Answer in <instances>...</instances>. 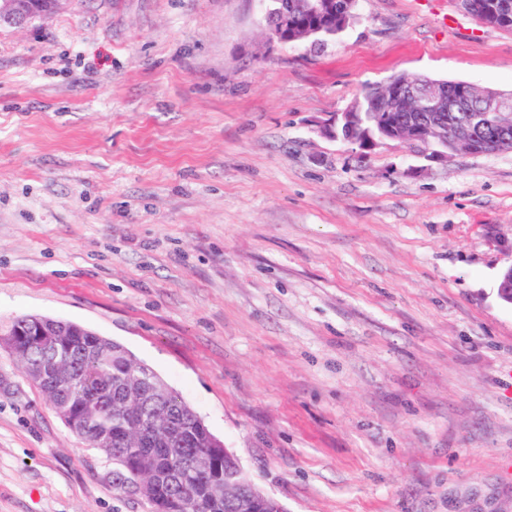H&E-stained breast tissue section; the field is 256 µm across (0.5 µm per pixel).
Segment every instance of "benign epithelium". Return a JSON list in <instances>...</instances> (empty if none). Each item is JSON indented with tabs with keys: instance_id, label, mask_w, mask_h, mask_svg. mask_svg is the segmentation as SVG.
I'll list each match as a JSON object with an SVG mask.
<instances>
[{
	"instance_id": "benign-epithelium-1",
	"label": "benign epithelium",
	"mask_w": 512,
	"mask_h": 512,
	"mask_svg": "<svg viewBox=\"0 0 512 512\" xmlns=\"http://www.w3.org/2000/svg\"><path fill=\"white\" fill-rule=\"evenodd\" d=\"M302 9L314 18L334 13L330 0H304ZM492 13L501 24L512 23V0H494ZM47 9L33 0H0V27L24 28L44 18ZM270 45L294 43L305 40L313 29L306 25L293 23V14L288 3L274 14L264 15ZM469 93L479 99L474 103L468 99L455 100L441 83L419 85L409 77L391 76L384 81L379 99L382 110L386 112H443L467 111L474 113L469 124L448 129V125L431 121L424 126L412 123L397 129L385 127L372 135L363 126L362 113L340 112L331 120L320 125V132L327 138L341 139L355 145L363 153L372 152L390 141H399L424 153L431 162H445L455 154H473L476 152L474 129L477 126L496 124L504 130L512 128V96L490 92L469 85ZM498 292L507 303L512 304V264L501 274ZM277 500L265 497L258 500L249 493H237V507L241 512H256L264 507L266 512H277Z\"/></svg>"
}]
</instances>
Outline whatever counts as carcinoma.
Returning <instances> with one entry per match:
<instances>
[{
    "label": "carcinoma",
    "instance_id": "1",
    "mask_svg": "<svg viewBox=\"0 0 512 512\" xmlns=\"http://www.w3.org/2000/svg\"><path fill=\"white\" fill-rule=\"evenodd\" d=\"M376 94L370 86L351 106L371 125ZM17 326L0 346L69 429L112 459L115 490L138 482L152 512H238L241 486L264 496L197 413L120 344L45 317L40 336H18Z\"/></svg>",
    "mask_w": 512,
    "mask_h": 512
}]
</instances>
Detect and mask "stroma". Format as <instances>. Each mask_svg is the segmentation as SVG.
<instances>
[{"instance_id":"obj_1","label":"stroma","mask_w":512,"mask_h":512,"mask_svg":"<svg viewBox=\"0 0 512 512\" xmlns=\"http://www.w3.org/2000/svg\"><path fill=\"white\" fill-rule=\"evenodd\" d=\"M512 92V30L359 0L272 47L260 0H65L0 28V332L122 345L287 512H512V153L319 125L390 76ZM0 348V512H150Z\"/></svg>"}]
</instances>
